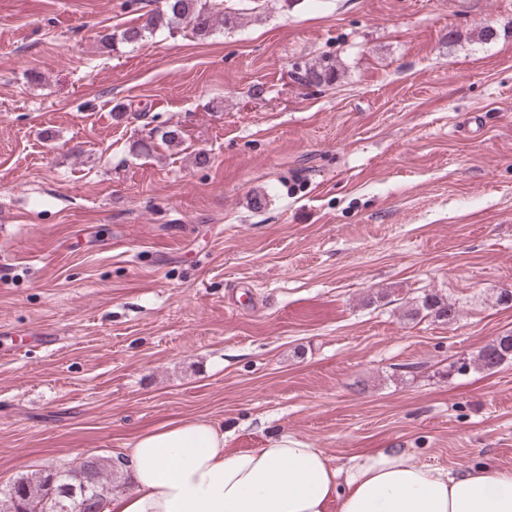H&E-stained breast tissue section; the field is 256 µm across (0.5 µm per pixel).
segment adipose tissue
Listing matches in <instances>:
<instances>
[{
  "label": "adipose tissue",
  "mask_w": 512,
  "mask_h": 512,
  "mask_svg": "<svg viewBox=\"0 0 512 512\" xmlns=\"http://www.w3.org/2000/svg\"><path fill=\"white\" fill-rule=\"evenodd\" d=\"M134 488L103 512H512V469L456 473L379 448L333 465L289 435L224 451V428L189 418L142 433L122 461Z\"/></svg>",
  "instance_id": "ef3b65f1"
}]
</instances>
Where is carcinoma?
Listing matches in <instances>:
<instances>
[{
	"label": "carcinoma",
	"instance_id": "1",
	"mask_svg": "<svg viewBox=\"0 0 512 512\" xmlns=\"http://www.w3.org/2000/svg\"><path fill=\"white\" fill-rule=\"evenodd\" d=\"M240 19V13L224 11L223 0H163V7L147 12L144 24L123 29L119 34L106 33L100 36L103 46L117 43L138 44L146 35L165 29L168 33L187 29L199 38H205ZM336 78L335 66L325 60L305 68L298 73L297 80L305 85L329 84ZM459 315L456 303L436 293H425L409 304L404 317L414 321L427 316L452 323ZM512 361V334L505 333L485 345L465 368H476L485 372L496 370ZM90 474L82 479V465L45 469L32 476H21L8 488H0V512H95L103 507L112 495L117 473L112 461L99 456H90Z\"/></svg>",
	"mask_w": 512,
	"mask_h": 512
}]
</instances>
